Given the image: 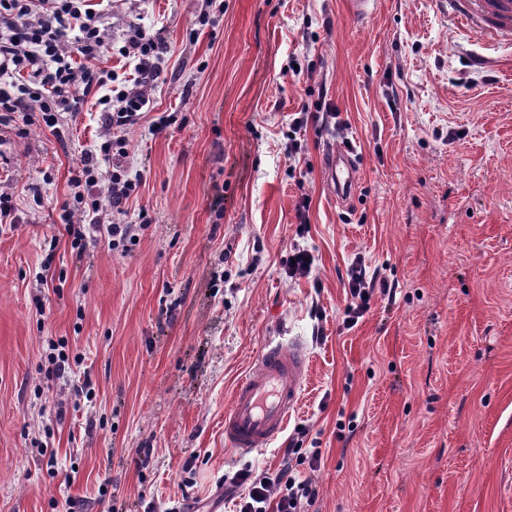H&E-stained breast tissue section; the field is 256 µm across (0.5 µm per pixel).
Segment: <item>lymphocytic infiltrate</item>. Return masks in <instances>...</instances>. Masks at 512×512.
<instances>
[{
	"label": "lymphocytic infiltrate",
	"mask_w": 512,
	"mask_h": 512,
	"mask_svg": "<svg viewBox=\"0 0 512 512\" xmlns=\"http://www.w3.org/2000/svg\"><path fill=\"white\" fill-rule=\"evenodd\" d=\"M112 50L101 16L88 0H0V125L14 122L17 113L36 111L53 127L61 113L79 111L87 96L98 98L101 140L84 150L72 179L74 200L62 205L65 229L80 251L102 235L114 247L136 238V225L120 220L140 185L127 173L123 133L148 110L146 90L161 78L167 44L162 31L132 28L117 50L133 60L135 78L120 89L101 64ZM311 126L333 133L344 124L325 99L302 106L286 134L289 155L299 153V138ZM346 288L343 324L349 329L370 310L374 294L394 293L380 270L369 269L360 256L349 265ZM306 434L302 428L289 439L276 471L235 473L230 487L236 512H312L318 490L311 480L300 478L298 469L316 470L321 452L305 447Z\"/></svg>",
	"instance_id": "obj_1"
}]
</instances>
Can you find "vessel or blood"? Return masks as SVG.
<instances>
[{"label":"vessel or blood","instance_id":"obj_1","mask_svg":"<svg viewBox=\"0 0 512 512\" xmlns=\"http://www.w3.org/2000/svg\"><path fill=\"white\" fill-rule=\"evenodd\" d=\"M464 36L512 45V0H437ZM337 202L351 191L354 159L341 146L325 165ZM308 356L296 339L265 342L257 362L235 386L224 412V445L240 455L271 447L298 412L308 376Z\"/></svg>","mask_w":512,"mask_h":512}]
</instances>
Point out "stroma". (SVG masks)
<instances>
[{"mask_svg": "<svg viewBox=\"0 0 512 512\" xmlns=\"http://www.w3.org/2000/svg\"><path fill=\"white\" fill-rule=\"evenodd\" d=\"M201 3L99 5L116 49L135 26L167 43L126 134L136 241L80 254L60 219L101 134L94 97L57 131L0 127L19 216L0 228V512H229L225 476L283 459L282 439L224 445L231 390L272 338L308 348L288 427L321 450L318 512H512V46L462 37L436 0H375L361 23L345 0H223L204 27ZM322 90L356 149L344 205L323 172L342 138L311 128L285 150ZM296 242L315 265L291 279ZM359 254L396 300L374 296L347 330ZM51 340L76 359L67 379L39 370Z\"/></svg>", "mask_w": 512, "mask_h": 512, "instance_id": "1", "label": "stroma"}]
</instances>
